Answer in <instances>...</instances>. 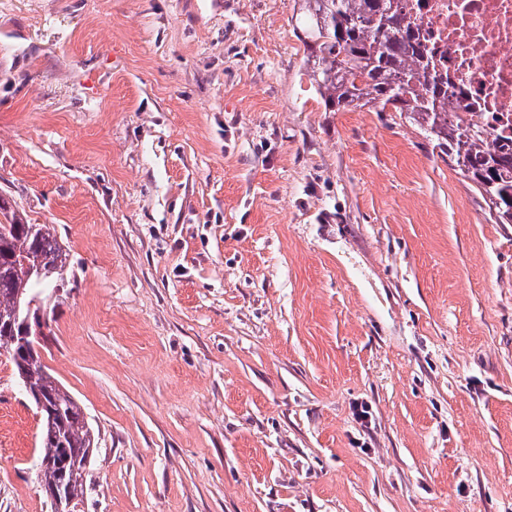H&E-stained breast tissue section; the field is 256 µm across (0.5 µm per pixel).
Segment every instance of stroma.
I'll use <instances>...</instances> for the list:
<instances>
[{
	"mask_svg": "<svg viewBox=\"0 0 512 512\" xmlns=\"http://www.w3.org/2000/svg\"><path fill=\"white\" fill-rule=\"evenodd\" d=\"M293 5L0 0L75 512H512V224L399 113L324 111ZM41 427L1 353L0 512H52Z\"/></svg>",
	"mask_w": 512,
	"mask_h": 512,
	"instance_id": "obj_1",
	"label": "stroma"
}]
</instances>
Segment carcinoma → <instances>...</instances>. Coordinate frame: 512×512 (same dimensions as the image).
Instances as JSON below:
<instances>
[{
	"label": "carcinoma",
	"mask_w": 512,
	"mask_h": 512,
	"mask_svg": "<svg viewBox=\"0 0 512 512\" xmlns=\"http://www.w3.org/2000/svg\"><path fill=\"white\" fill-rule=\"evenodd\" d=\"M299 39L306 50L310 80L324 111L377 107L398 112L424 129L488 202L498 224H512V149L509 127L485 120L463 103L459 89L435 70L413 22L395 0H294ZM68 253L54 229H37L16 214L0 224V348L8 350L24 389L43 396L41 461L66 457L82 461L97 448L95 430L75 397L44 370L41 357L20 352L14 337L16 293L29 300L54 287ZM54 270L38 281L24 262ZM40 484L64 482L67 499L84 493V475L61 477L39 466Z\"/></svg>",
	"instance_id": "obj_1"
}]
</instances>
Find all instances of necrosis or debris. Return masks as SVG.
<instances>
[{
  "label": "necrosis or debris",
  "mask_w": 512,
  "mask_h": 512,
  "mask_svg": "<svg viewBox=\"0 0 512 512\" xmlns=\"http://www.w3.org/2000/svg\"><path fill=\"white\" fill-rule=\"evenodd\" d=\"M439 70L484 116L512 120V0H399Z\"/></svg>",
  "instance_id": "obj_1"
}]
</instances>
